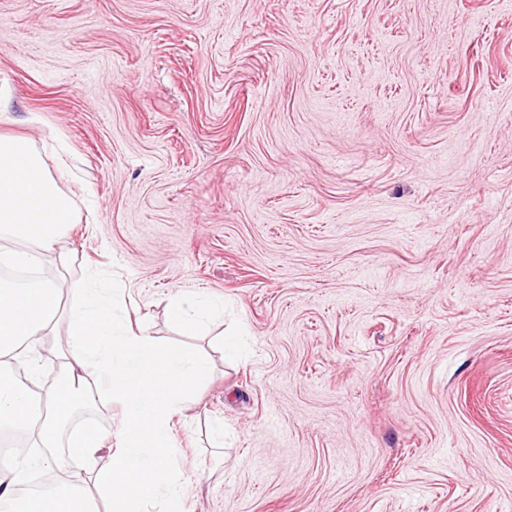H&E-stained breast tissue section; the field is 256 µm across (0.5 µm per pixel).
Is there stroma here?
I'll return each mask as SVG.
<instances>
[{
    "label": "stroma",
    "instance_id": "stroma-1",
    "mask_svg": "<svg viewBox=\"0 0 512 512\" xmlns=\"http://www.w3.org/2000/svg\"><path fill=\"white\" fill-rule=\"evenodd\" d=\"M0 133L65 304L210 362L185 512H512V0H0ZM47 214L50 218H47ZM75 203L46 172L32 139L0 136V264H40L75 224ZM201 307L202 301L198 295L189 297L179 293L169 302L171 318L185 327H193L201 320L199 316Z\"/></svg>",
    "mask_w": 512,
    "mask_h": 512
}]
</instances>
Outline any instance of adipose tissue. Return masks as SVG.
I'll list each match as a JSON object with an SVG mask.
<instances>
[{"label":"adipose tissue","instance_id":"obj_1","mask_svg":"<svg viewBox=\"0 0 512 512\" xmlns=\"http://www.w3.org/2000/svg\"><path fill=\"white\" fill-rule=\"evenodd\" d=\"M76 218L72 197L43 169L34 141L1 135L0 264L41 263ZM62 294L51 282L22 286L0 279V434L30 436L38 448L66 446L94 482L28 491L31 466L24 462L0 471V512H146L157 497L166 512H178L184 487L167 466L169 425L183 397L207 377L208 363L192 349L159 348L152 336L112 316L106 289L88 288L68 312L61 385L34 393L12 376L10 362L21 348L53 334ZM93 386L126 409L123 450L105 470L97 467L100 433L68 429L58 416L59 409L84 405Z\"/></svg>","mask_w":512,"mask_h":512}]
</instances>
